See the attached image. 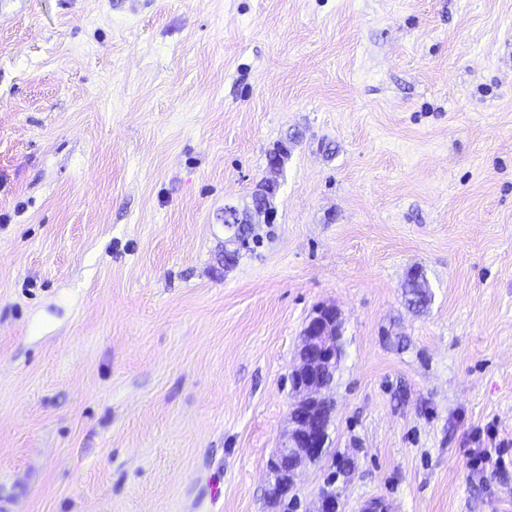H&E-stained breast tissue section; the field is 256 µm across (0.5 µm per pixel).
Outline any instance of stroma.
Listing matches in <instances>:
<instances>
[{
	"label": "stroma",
	"mask_w": 512,
	"mask_h": 512,
	"mask_svg": "<svg viewBox=\"0 0 512 512\" xmlns=\"http://www.w3.org/2000/svg\"><path fill=\"white\" fill-rule=\"evenodd\" d=\"M511 44L512 0H0V500L285 512L267 463L327 303L302 512L336 455L344 512H512ZM288 149L282 146L275 147L271 152L272 158L268 159V176L264 177L257 185L256 199L259 207L251 211V214L245 218L241 214L236 215L235 205L225 204L224 218L234 215L230 218V223L224 222L225 231L229 234L227 244L237 243L238 236L242 233L241 224H272L276 220V209L273 205L280 183L277 175L282 170L285 161L288 159ZM245 218V220L243 219ZM341 320L333 305L318 306L310 315L303 342L290 372L294 403L290 411L293 426L287 442L267 464L271 485L286 489L295 484L299 469L320 459L327 451L328 428L334 407L325 392L331 387V373L339 366Z\"/></svg>",
	"instance_id": "obj_1"
}]
</instances>
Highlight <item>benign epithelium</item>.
<instances>
[{"label":"benign epithelium","instance_id":"1","mask_svg":"<svg viewBox=\"0 0 512 512\" xmlns=\"http://www.w3.org/2000/svg\"><path fill=\"white\" fill-rule=\"evenodd\" d=\"M268 159V176L257 185L256 199L259 207L243 218L236 214L232 204L224 206V216L230 223L224 224L229 234L227 243H237L242 224H273L276 209L273 205L280 183L277 175L288 159V149L274 148ZM341 320L333 305L317 307L306 322L303 342L290 372L294 403L290 411L292 430L287 442L267 464L271 484H281L289 489L295 484L299 469L306 463L323 457L327 451L328 428L334 407L325 392L331 387L329 376L339 366L343 349L340 343ZM316 512H341L336 492H322Z\"/></svg>","mask_w":512,"mask_h":512}]
</instances>
